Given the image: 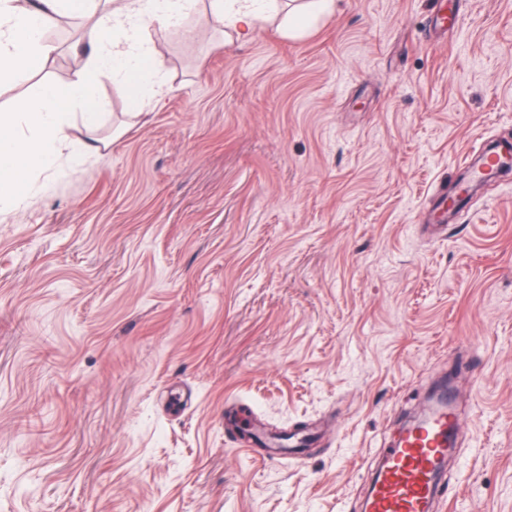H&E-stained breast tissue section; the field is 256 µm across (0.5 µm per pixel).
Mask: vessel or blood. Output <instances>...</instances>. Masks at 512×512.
<instances>
[{
    "label": "vessel or blood",
    "instance_id": "vessel-or-blood-1",
    "mask_svg": "<svg viewBox=\"0 0 512 512\" xmlns=\"http://www.w3.org/2000/svg\"><path fill=\"white\" fill-rule=\"evenodd\" d=\"M459 421L449 400L429 413L427 423L388 448L372 485L367 512H431L441 495L434 467L458 434Z\"/></svg>",
    "mask_w": 512,
    "mask_h": 512
}]
</instances>
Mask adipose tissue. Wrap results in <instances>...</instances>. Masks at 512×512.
<instances>
[{
	"mask_svg": "<svg viewBox=\"0 0 512 512\" xmlns=\"http://www.w3.org/2000/svg\"><path fill=\"white\" fill-rule=\"evenodd\" d=\"M332 5L300 0L284 10L278 0H0L1 84L24 81L43 66L56 50L49 34L64 17L92 19L80 40L86 62L74 80L42 84L29 100L0 110V206H19L39 173L65 171L74 159L100 152L102 141H75L66 134L76 120L88 130L99 128L95 87L123 82L135 97L145 84L161 86L149 46L153 29L188 36L191 21L206 9L225 34L242 41L281 13L292 36Z\"/></svg>",
	"mask_w": 512,
	"mask_h": 512,
	"instance_id": "1",
	"label": "adipose tissue"
}]
</instances>
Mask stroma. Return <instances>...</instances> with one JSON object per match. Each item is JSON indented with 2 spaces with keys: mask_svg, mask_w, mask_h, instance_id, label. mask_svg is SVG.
Segmentation results:
<instances>
[{
  "mask_svg": "<svg viewBox=\"0 0 512 512\" xmlns=\"http://www.w3.org/2000/svg\"><path fill=\"white\" fill-rule=\"evenodd\" d=\"M334 0L297 37L152 36L169 85L0 212V512H363L431 388L441 512H512V0ZM74 35L0 108L80 65Z\"/></svg>",
  "mask_w": 512,
  "mask_h": 512,
  "instance_id": "35a3bbf8",
  "label": "stroma"
}]
</instances>
